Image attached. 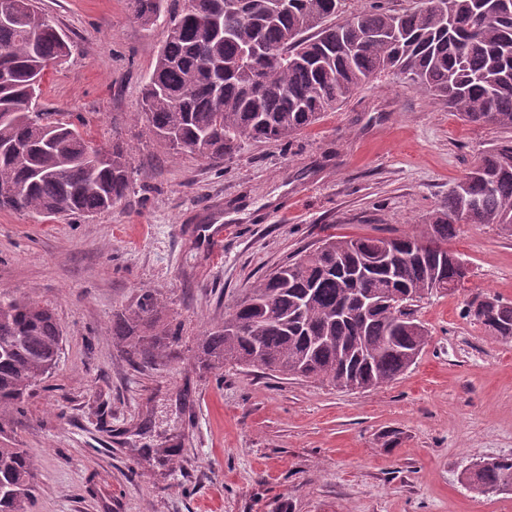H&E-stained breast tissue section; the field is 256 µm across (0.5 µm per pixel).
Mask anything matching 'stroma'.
<instances>
[{"mask_svg": "<svg viewBox=\"0 0 512 512\" xmlns=\"http://www.w3.org/2000/svg\"><path fill=\"white\" fill-rule=\"evenodd\" d=\"M35 5L70 43L38 111L82 118L93 145L122 142L132 170L128 195L94 217L0 211V292L48 305L64 333L26 425L0 439L39 462L35 512H512V494H479L464 474L512 457V341L464 315L477 293L512 302V235L497 225L450 240L469 278L417 303L429 341L386 385L196 359L253 282L327 235L421 232L504 130L387 70L289 146L252 142L218 165L177 155L134 118L163 26L144 29L128 0ZM148 291L165 303L156 328L176 336L145 364L112 319Z\"/></svg>", "mask_w": 512, "mask_h": 512, "instance_id": "35a3bbf8", "label": "stroma"}]
</instances>
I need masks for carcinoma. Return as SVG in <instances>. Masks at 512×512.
Returning <instances> with one entry per match:
<instances>
[{
  "label": "carcinoma",
  "mask_w": 512,
  "mask_h": 512,
  "mask_svg": "<svg viewBox=\"0 0 512 512\" xmlns=\"http://www.w3.org/2000/svg\"><path fill=\"white\" fill-rule=\"evenodd\" d=\"M130 0L145 28L167 13L163 45L144 86L150 131L177 153L215 163L248 142L288 144L351 99L378 73L396 68L420 91L448 104L469 124L512 133V0H419L401 13L376 3L339 24L345 0ZM0 24V211L52 218L90 216L120 202L130 188L123 143L104 160L72 121H47L36 111L45 70L66 56L65 34L32 0ZM473 17L470 38L454 17ZM47 126L52 140L37 135ZM470 200L479 202L472 213ZM496 224L512 233V139L481 154L448 191V203L423 219L419 234L396 237L404 259L392 270L378 262L384 237L329 235L254 282L224 322L206 329L205 367L226 363L275 376L314 378L336 388L380 387L404 374L429 332L414 310L394 327L389 307L365 318L342 317L356 295L399 293L418 298L440 282L455 291L467 273L448 247L456 225ZM164 304L148 292L112 319V335L145 363L162 356L172 333L153 331ZM467 317L488 335L512 340V302L487 294L467 301ZM63 332L52 311L33 299L0 295V437L24 417L26 399L55 369ZM38 463L23 448L0 444V512H33ZM468 483L482 494L512 492V458L477 462Z\"/></svg>",
  "instance_id": "obj_1"
}]
</instances>
